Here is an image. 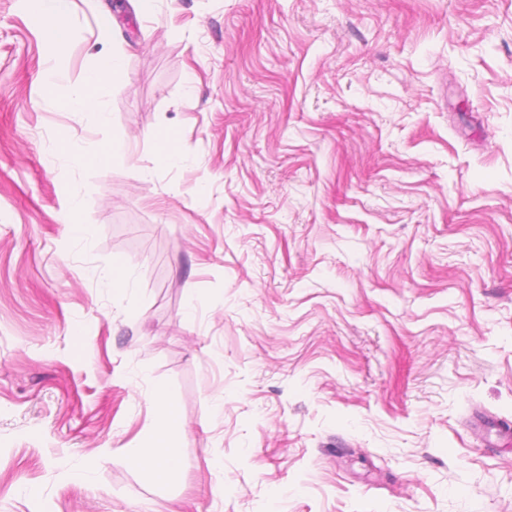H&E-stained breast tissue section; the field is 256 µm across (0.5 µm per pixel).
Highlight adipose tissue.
Segmentation results:
<instances>
[{
    "label": "adipose tissue",
    "instance_id": "1",
    "mask_svg": "<svg viewBox=\"0 0 512 512\" xmlns=\"http://www.w3.org/2000/svg\"><path fill=\"white\" fill-rule=\"evenodd\" d=\"M31 14L40 27L54 55H67L71 46L69 12L71 0H28ZM126 76L124 54L113 51L98 57L92 72L76 86H62L54 76H46L42 93L57 109L89 112L94 124L107 125L109 114L104 100L112 86ZM156 420L143 441L124 449V464L143 471L154 483L168 482L179 468V458L173 450L175 435L182 433L183 420L175 395L166 386L153 385Z\"/></svg>",
    "mask_w": 512,
    "mask_h": 512
}]
</instances>
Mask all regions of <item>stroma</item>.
Segmentation results:
<instances>
[{"label":"stroma","instance_id":"stroma-1","mask_svg":"<svg viewBox=\"0 0 512 512\" xmlns=\"http://www.w3.org/2000/svg\"><path fill=\"white\" fill-rule=\"evenodd\" d=\"M156 8L73 0L56 60L0 0V512H512V0ZM115 48L106 126L44 100ZM112 297L127 298L131 293L129 281V268L124 260L112 263ZM156 420L143 441L125 448L121 461L143 471L154 483L168 482L179 469V457L172 446L175 435L182 433L183 420L175 395L166 386L153 384Z\"/></svg>","mask_w":512,"mask_h":512}]
</instances>
